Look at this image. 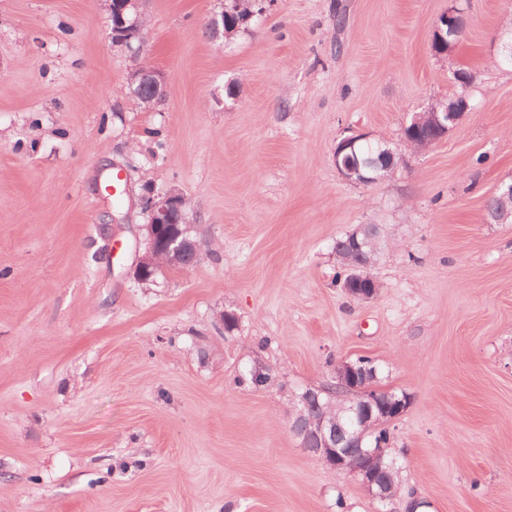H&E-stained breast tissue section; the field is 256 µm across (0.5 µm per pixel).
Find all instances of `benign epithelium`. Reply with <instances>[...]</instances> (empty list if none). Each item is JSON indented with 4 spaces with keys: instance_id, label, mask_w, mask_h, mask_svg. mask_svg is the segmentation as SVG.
<instances>
[{
    "instance_id": "obj_1",
    "label": "benign epithelium",
    "mask_w": 512,
    "mask_h": 512,
    "mask_svg": "<svg viewBox=\"0 0 512 512\" xmlns=\"http://www.w3.org/2000/svg\"><path fill=\"white\" fill-rule=\"evenodd\" d=\"M108 13L113 25L111 39L137 57L141 49L131 44L132 35L143 29L145 0H107ZM218 11L214 12L209 27L213 34L224 31V16L238 11L237 0H217ZM463 27L462 12L455 6L441 14L436 22V32L442 36L441 43L445 54L452 42L443 38L442 29L448 34L458 32ZM498 59L504 64H512V28L503 29L499 35ZM462 86V92L448 98L436 106L430 105L423 112L413 114L409 132L429 126L438 131L433 139L441 141L464 114L471 110L468 88L473 83L472 74H458L455 77ZM150 85L154 89L152 104H159L167 96V87L161 73L149 66L136 64L130 69V88ZM370 134L354 131L336 144L334 151L336 170L341 177L356 184H369L392 174L401 160V154L391 150H381L365 159L359 158L355 145L369 139ZM148 215L145 224L146 249L138 261L134 275L145 282L153 275V269L161 263L175 261L186 254L200 255L202 242L191 235L193 225L187 223L189 215L186 197L177 189H169L154 194L144 202ZM349 365L340 363L335 372L336 385L346 391L343 402L322 411L319 416L310 414L312 400L324 392L322 388H308L292 406L290 429L301 440L302 447L318 457L331 471L355 476L366 488L372 499L380 504L394 501L398 493L395 481V460L390 458L389 449L366 443L367 436L384 420L392 423L409 408L406 399L392 402V413H374V401L368 398L367 386L348 382Z\"/></svg>"
}]
</instances>
